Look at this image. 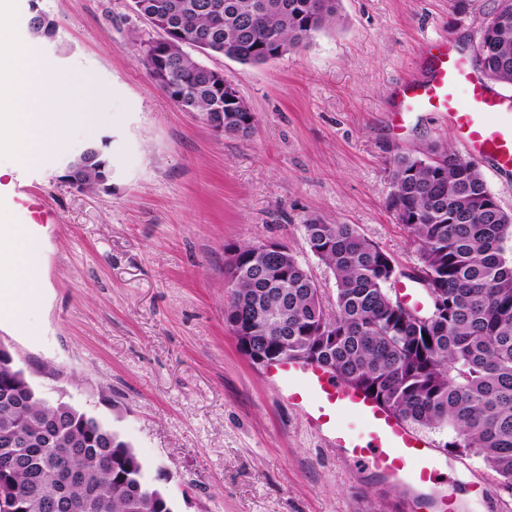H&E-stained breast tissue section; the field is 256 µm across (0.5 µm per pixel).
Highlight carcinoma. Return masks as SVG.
<instances>
[{
	"label": "carcinoma",
	"mask_w": 512,
	"mask_h": 512,
	"mask_svg": "<svg viewBox=\"0 0 512 512\" xmlns=\"http://www.w3.org/2000/svg\"><path fill=\"white\" fill-rule=\"evenodd\" d=\"M339 0H134L135 12L181 30L176 41H143L139 55L162 92L184 112L224 114V133L249 136L256 113L217 101L215 70L184 47L261 64L307 44L340 21ZM51 38L43 13L28 22ZM475 62L512 85V0L481 22ZM112 162L93 143L74 159L70 186L106 185ZM388 207L418 245V278L434 289L437 318L406 320L388 293L401 275L392 258L351 224H304L310 251L331 270L336 306L291 253L236 247L226 265L224 320L238 345L270 360L318 362L370 392L411 424L451 429L448 447L476 455L512 489V215L479 166L447 146L426 157L396 155ZM0 493L20 512H174L131 445L90 411L43 397L26 371L0 359Z\"/></svg>",
	"instance_id": "obj_1"
}]
</instances>
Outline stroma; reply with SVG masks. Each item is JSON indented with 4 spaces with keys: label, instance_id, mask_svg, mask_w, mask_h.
<instances>
[{
    "label": "stroma",
    "instance_id": "1",
    "mask_svg": "<svg viewBox=\"0 0 512 512\" xmlns=\"http://www.w3.org/2000/svg\"><path fill=\"white\" fill-rule=\"evenodd\" d=\"M498 0H341V22L302 49L255 65L202 56L259 118L249 137L215 132L156 86L138 52L158 32L131 0H14L27 37L33 12L56 20L38 38L83 93L80 123L48 163L4 184L44 194L58 224L43 237L47 294L30 334L0 328L48 399L109 423L163 486L176 512H440L420 495L346 460L306 410L288 405L224 322L226 248L278 242L334 307L332 272L304 222L351 224L401 269L419 266L387 207L401 152L458 141L417 113L394 127V90L425 75L422 43L454 38L474 56ZM106 142L107 187L78 191L64 163ZM439 488L461 512H512V493L474 455L450 454L448 429L426 432Z\"/></svg>",
    "mask_w": 512,
    "mask_h": 512
}]
</instances>
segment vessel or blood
<instances>
[{"instance_id":"1","label":"vessel or blood","mask_w":512,"mask_h":512,"mask_svg":"<svg viewBox=\"0 0 512 512\" xmlns=\"http://www.w3.org/2000/svg\"><path fill=\"white\" fill-rule=\"evenodd\" d=\"M428 72L397 91L396 115L436 112L447 119L467 156L491 165L503 177L512 176V94L494 89L453 40L425 52ZM0 208L10 209L16 223L32 238L58 213L44 196L27 188L0 193ZM267 377L277 380L289 403L309 408L318 429L341 448L346 459L385 477H409L423 487L435 479L430 440L389 407L358 387L344 382L329 368L300 360L266 365ZM358 418L364 433L345 427L342 416Z\"/></svg>"}]
</instances>
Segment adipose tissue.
Here are the masks:
<instances>
[{
	"label": "adipose tissue",
	"instance_id": "1",
	"mask_svg": "<svg viewBox=\"0 0 512 512\" xmlns=\"http://www.w3.org/2000/svg\"><path fill=\"white\" fill-rule=\"evenodd\" d=\"M11 0H0V177L44 162L64 148L77 115L71 79L34 42L16 36L5 19ZM0 249L13 257L0 267V323L32 331L33 309L44 295V278L35 257L41 243L31 241L0 212Z\"/></svg>",
	"mask_w": 512,
	"mask_h": 512
}]
</instances>
